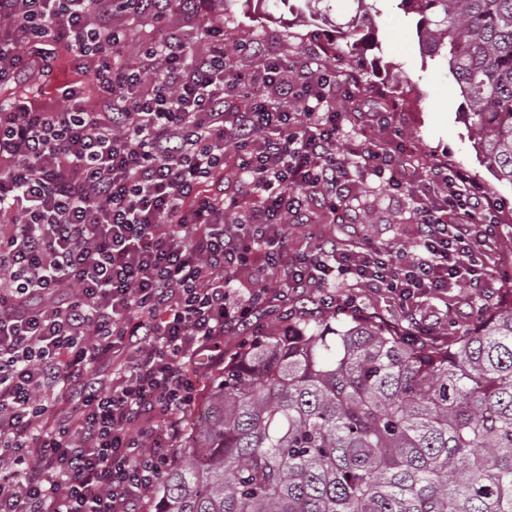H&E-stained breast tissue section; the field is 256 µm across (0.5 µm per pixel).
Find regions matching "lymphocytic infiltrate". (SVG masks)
I'll return each instance as SVG.
<instances>
[{
	"label": "lymphocytic infiltrate",
	"mask_w": 512,
	"mask_h": 512,
	"mask_svg": "<svg viewBox=\"0 0 512 512\" xmlns=\"http://www.w3.org/2000/svg\"><path fill=\"white\" fill-rule=\"evenodd\" d=\"M206 35L202 55L164 32L115 64L125 32L89 0H0V82L51 71L63 41L105 106L65 85L57 107H0V512H142L225 337L270 304L284 326L303 294L361 316L362 288L413 326L419 299L502 275L500 204L443 163L411 248L323 240L289 255L288 225L351 223L357 180L400 190L405 156L367 139L337 154L336 89L354 88L335 71L271 56L246 76L223 33ZM247 84L261 95L228 111ZM333 273L351 294L328 289Z\"/></svg>",
	"instance_id": "lymphocytic-infiltrate-1"
}]
</instances>
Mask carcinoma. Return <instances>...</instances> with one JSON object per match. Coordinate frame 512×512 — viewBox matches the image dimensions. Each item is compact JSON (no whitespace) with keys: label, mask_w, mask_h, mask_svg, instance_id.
Instances as JSON below:
<instances>
[{"label":"carcinoma","mask_w":512,"mask_h":512,"mask_svg":"<svg viewBox=\"0 0 512 512\" xmlns=\"http://www.w3.org/2000/svg\"><path fill=\"white\" fill-rule=\"evenodd\" d=\"M512 184V0H400ZM411 341L371 317L247 339L210 381L154 512H512V300Z\"/></svg>","instance_id":"cac0c4a2"}]
</instances>
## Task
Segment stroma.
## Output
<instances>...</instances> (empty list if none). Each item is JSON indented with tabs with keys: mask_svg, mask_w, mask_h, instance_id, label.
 <instances>
[{
	"mask_svg": "<svg viewBox=\"0 0 512 512\" xmlns=\"http://www.w3.org/2000/svg\"><path fill=\"white\" fill-rule=\"evenodd\" d=\"M112 22L127 33L117 58H136L143 46L155 40L160 25L153 14L116 13ZM219 25L228 42L247 43L248 52L235 56V67L243 72L262 68L267 57L275 55L287 62L315 57L335 70L338 80L355 73L360 92L353 98L337 96L336 107L348 118L341 147H349L356 129L386 148L414 156L416 169L407 190L397 192L376 179L361 182L347 200L350 211L371 214L372 221L359 226L343 224H292L288 227V251L310 249L323 239L361 240L388 249L409 245V229L421 202L417 184L427 167L436 161L467 170L502 205L503 233L495 243L505 264V277L494 283L491 292L469 288L449 289L439 300L420 302L415 314L425 329L434 333L448 330L449 320L460 327L472 326L476 308L489 294H502L512 283V184L498 180L482 163L473 143L466 106L454 76L430 58L420 47L412 17L399 7V0H372L368 10L356 0H317L312 8L299 10L297 0H270L264 12H254L245 0H227L215 9L208 0H196L180 10L175 30L193 35L197 52H206L203 29ZM357 25L364 42L355 59H346L331 44L337 30ZM70 83L78 86L93 110H100L98 89L66 45L56 47L52 72H30L23 79L0 84V105L21 97L55 104V89ZM385 111V123L357 125L359 113Z\"/></svg>",
	"mask_w": 512,
	"mask_h": 512,
	"instance_id": "1",
	"label": "stroma"
}]
</instances>
